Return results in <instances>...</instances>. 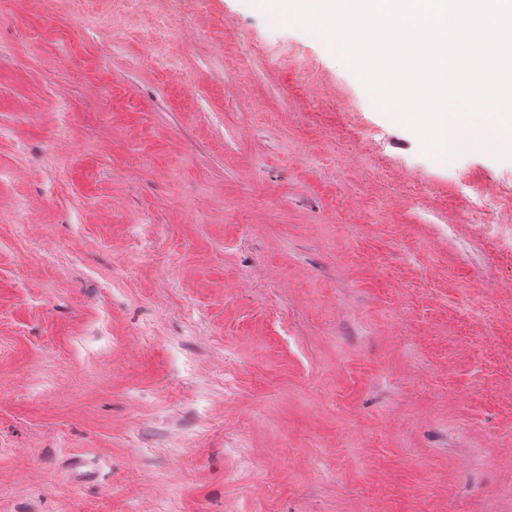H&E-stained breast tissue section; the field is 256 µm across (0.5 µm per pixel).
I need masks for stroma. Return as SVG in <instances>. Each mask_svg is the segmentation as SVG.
I'll return each mask as SVG.
<instances>
[{"mask_svg": "<svg viewBox=\"0 0 512 512\" xmlns=\"http://www.w3.org/2000/svg\"><path fill=\"white\" fill-rule=\"evenodd\" d=\"M91 7L0 0V512H512V155L254 0Z\"/></svg>", "mask_w": 512, "mask_h": 512, "instance_id": "1", "label": "stroma"}]
</instances>
